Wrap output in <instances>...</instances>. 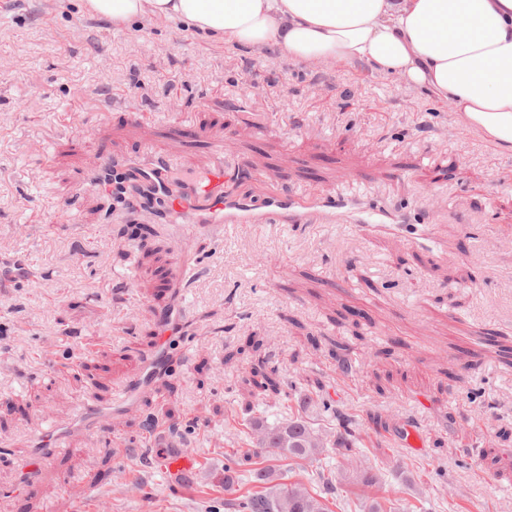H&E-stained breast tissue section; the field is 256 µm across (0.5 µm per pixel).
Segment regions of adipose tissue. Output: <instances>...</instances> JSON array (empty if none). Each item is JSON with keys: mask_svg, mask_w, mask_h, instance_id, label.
<instances>
[{"mask_svg": "<svg viewBox=\"0 0 512 512\" xmlns=\"http://www.w3.org/2000/svg\"><path fill=\"white\" fill-rule=\"evenodd\" d=\"M125 26L174 20L242 50L358 62L512 145V0H85Z\"/></svg>", "mask_w": 512, "mask_h": 512, "instance_id": "1", "label": "adipose tissue"}]
</instances>
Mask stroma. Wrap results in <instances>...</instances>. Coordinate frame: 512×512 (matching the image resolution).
Listing matches in <instances>:
<instances>
[{
  "label": "stroma",
  "instance_id": "stroma-1",
  "mask_svg": "<svg viewBox=\"0 0 512 512\" xmlns=\"http://www.w3.org/2000/svg\"><path fill=\"white\" fill-rule=\"evenodd\" d=\"M148 144L193 179L227 146L245 198L339 184L351 204L326 224L206 230L179 255L176 225L73 197L102 148L136 163ZM365 207L392 217L353 225ZM182 305L167 374L112 434L73 433L24 473L48 419L110 405ZM264 354L285 395L249 394ZM330 404L355 419L354 462L331 450ZM411 415L416 451L395 441ZM297 417L324 442L310 459L259 447ZM185 451L195 471L161 472ZM322 469L329 512H512V156L357 64L0 0V512H74L63 486L93 490L84 512H224L284 484L319 494Z\"/></svg>",
  "mask_w": 512,
  "mask_h": 512
}]
</instances>
